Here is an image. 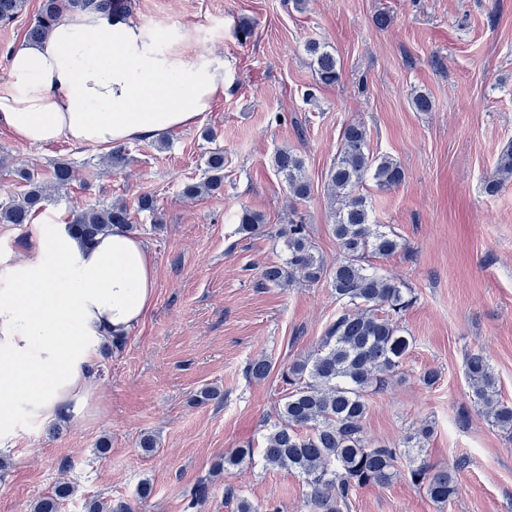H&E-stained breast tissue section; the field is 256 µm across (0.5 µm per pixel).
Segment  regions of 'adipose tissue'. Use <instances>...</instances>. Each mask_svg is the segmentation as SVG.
<instances>
[{
  "mask_svg": "<svg viewBox=\"0 0 512 512\" xmlns=\"http://www.w3.org/2000/svg\"><path fill=\"white\" fill-rule=\"evenodd\" d=\"M224 94V56L161 49L120 12L65 13L11 55L0 121L31 146L65 138L103 150L196 125ZM156 267L124 228L85 244L61 224L37 227L24 256L0 260V440L19 418L95 416L93 364L154 305Z\"/></svg>",
  "mask_w": 512,
  "mask_h": 512,
  "instance_id": "adipose-tissue-1",
  "label": "adipose tissue"
}]
</instances>
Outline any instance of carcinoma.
Listing matches in <instances>:
<instances>
[{
    "instance_id": "1",
    "label": "carcinoma",
    "mask_w": 512,
    "mask_h": 512,
    "mask_svg": "<svg viewBox=\"0 0 512 512\" xmlns=\"http://www.w3.org/2000/svg\"><path fill=\"white\" fill-rule=\"evenodd\" d=\"M26 0H0V22H10L25 8ZM96 10L128 12L127 0H42L27 38L42 39L65 12ZM316 81L330 85L341 77L336 57L318 42H309ZM275 173L282 177L289 194L303 200L311 193L303 158L286 149L272 157ZM25 190L19 196L0 201V224H29L47 201L45 181L35 170L17 173ZM74 177L70 163L57 161L51 180L58 187ZM372 179L381 188H394L405 179L401 164L387 155L370 153L368 133L361 123L343 128L341 150L327 174L326 190L331 200L332 233L341 259L332 269L319 256L309 226L299 219L279 224L274 230L282 241L286 258L263 266L262 284L290 288L297 276L310 285L326 281L341 303V311L327 326L318 348L293 360L280 371L285 394L278 419L265 436L262 456L271 466L287 469L302 478L306 486V512H343L355 491L367 485H386L399 467L407 466V477L434 503L446 506L457 494L458 475L469 465L465 457L448 470H435L410 451L386 444H374L364 436L369 397L379 393L400 376L413 348V337L405 335L399 318L413 303L411 289L370 270L368 258H387L403 249L393 232L383 231L371 220L370 205L360 187ZM512 179V142L497 157L494 170L484 181V192L497 194ZM224 187V149L208 151L204 178L182 187L187 198L220 191ZM120 225L135 231L125 204L106 209L82 208L73 214L69 229L84 243ZM241 231H267L262 217L244 210L239 215ZM272 362L255 358L246 374L264 379ZM465 374L475 402L484 407L493 426L512 434V403L498 398L493 367L479 351L466 354ZM252 459L251 449L233 448L224 454L219 469L228 471ZM74 487L59 484L38 499L32 512H59L60 503L70 498ZM86 512H131L125 502L93 499Z\"/></svg>"
}]
</instances>
